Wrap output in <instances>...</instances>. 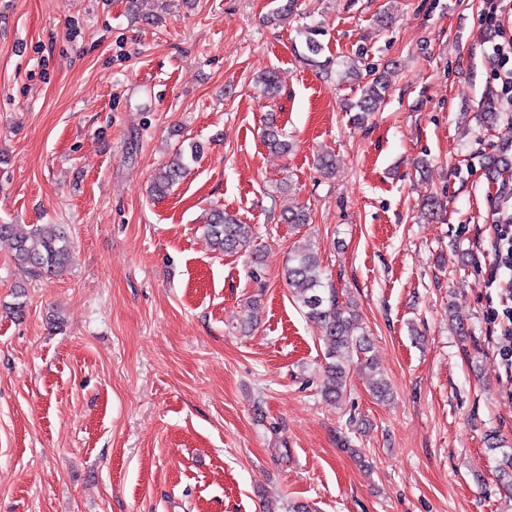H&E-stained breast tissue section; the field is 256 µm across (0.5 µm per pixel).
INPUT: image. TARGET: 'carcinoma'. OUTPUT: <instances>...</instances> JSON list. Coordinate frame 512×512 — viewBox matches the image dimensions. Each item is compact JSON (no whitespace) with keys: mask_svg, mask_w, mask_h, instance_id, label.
Returning <instances> with one entry per match:
<instances>
[{"mask_svg":"<svg viewBox=\"0 0 512 512\" xmlns=\"http://www.w3.org/2000/svg\"><path fill=\"white\" fill-rule=\"evenodd\" d=\"M301 34L307 51L304 59L313 66L329 68L330 59L318 60L323 50L318 39L321 30L306 27ZM346 76L355 81L359 92L358 99L349 104V109L356 112L355 120L363 122L384 100L388 90L387 79L374 70L363 78L355 68L347 70ZM185 168L184 153L178 150L173 159L159 170L154 181V192L159 196L166 194ZM204 233L214 249L232 253L250 244L253 228L233 213L214 209L204 224ZM0 240L10 241L15 265L32 277L58 276L72 258L68 238L59 229L48 232L43 226L33 224L29 230L22 231L16 224H0ZM283 278L294 300L305 309L307 318L317 324L323 333L326 351L322 392L328 400L336 401L346 388V362L355 357L364 367L374 368L370 341L365 335L357 334L355 310L352 305L340 300L333 285L324 282L319 258L312 250L304 248L294 251L283 269Z\"/></svg>","mask_w":512,"mask_h":512,"instance_id":"1","label":"carcinoma"}]
</instances>
